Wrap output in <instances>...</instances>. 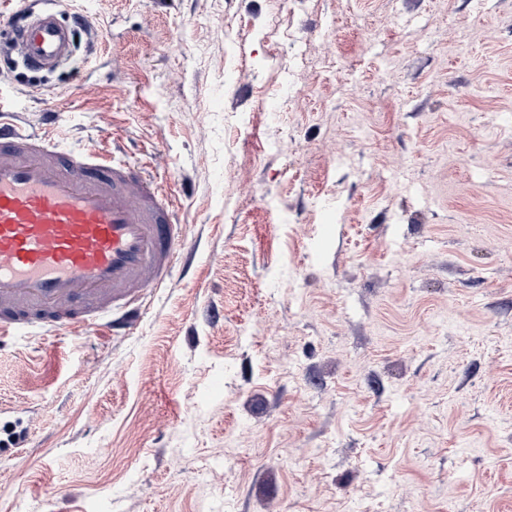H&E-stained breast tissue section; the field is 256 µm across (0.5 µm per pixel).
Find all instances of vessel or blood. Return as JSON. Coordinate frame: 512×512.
Returning <instances> with one entry per match:
<instances>
[{
  "instance_id": "vessel-or-blood-1",
  "label": "vessel or blood",
  "mask_w": 512,
  "mask_h": 512,
  "mask_svg": "<svg viewBox=\"0 0 512 512\" xmlns=\"http://www.w3.org/2000/svg\"><path fill=\"white\" fill-rule=\"evenodd\" d=\"M72 28L51 11L19 32L37 70L72 55ZM0 120V343L35 328L84 334L138 308L180 263L185 242L156 177L109 152L63 149Z\"/></svg>"
}]
</instances>
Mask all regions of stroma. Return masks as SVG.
<instances>
[{
  "label": "stroma",
  "instance_id": "1",
  "mask_svg": "<svg viewBox=\"0 0 512 512\" xmlns=\"http://www.w3.org/2000/svg\"><path fill=\"white\" fill-rule=\"evenodd\" d=\"M0 107L164 175L131 329L0 345V512H512V0H0ZM72 38L68 24L53 11H44L18 33L16 46L26 64L36 70H52L71 57Z\"/></svg>",
  "mask_w": 512,
  "mask_h": 512
}]
</instances>
